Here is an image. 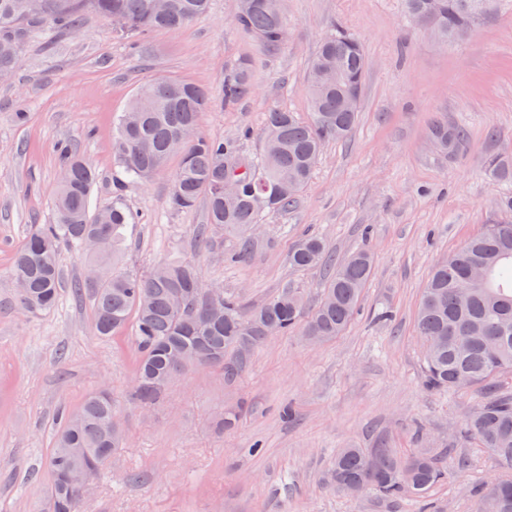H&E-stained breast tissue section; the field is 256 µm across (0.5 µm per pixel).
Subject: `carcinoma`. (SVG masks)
Listing matches in <instances>:
<instances>
[{
  "instance_id": "carcinoma-1",
  "label": "carcinoma",
  "mask_w": 512,
  "mask_h": 512,
  "mask_svg": "<svg viewBox=\"0 0 512 512\" xmlns=\"http://www.w3.org/2000/svg\"><path fill=\"white\" fill-rule=\"evenodd\" d=\"M210 0H168V11L156 14L150 0H41L40 12L29 13L30 0H0V44L17 49L32 37L67 32L86 13L112 23L115 31L135 38L153 30H181L203 15ZM408 15L433 28L439 40L465 36L471 27L498 9L499 0H404ZM269 49L285 44V16L270 11L266 0H247L237 18ZM336 68L339 78L327 84L323 72ZM366 60L359 41L338 28L321 43L307 77L311 118L271 109L266 115L265 145L250 159L241 156V137L213 139L192 133L210 96L191 82L155 79L143 85L118 119L112 154L122 174L147 181L179 156L169 206L190 210L202 199L207 223L194 231V248L207 253L216 231L240 238V251L253 245L254 225L263 214H280L292 207L308 183L325 142L347 138L358 109L345 107L354 95L361 99ZM253 89V63L245 59L224 76V103L235 105ZM429 136L438 149L454 153L466 137L460 125L435 120ZM59 181L53 194L54 223L37 224L17 251L11 279L28 285L20 292L24 311L35 315L59 300L58 257L63 246L82 254L91 237L100 239L90 253L98 278L78 281L91 293L94 330L102 338L133 328L137 350L134 399L144 407L163 400L170 377L190 367L212 366L232 380L242 370L247 353L268 335L297 333L311 343L340 335L358 313L364 288L374 274L371 250L362 248L337 261L323 239L310 235L294 248L288 262L296 268L330 269L321 300L306 311L303 296L283 287L264 303L247 308L240 294L222 296L221 316L207 319L213 300L201 287L196 265L163 262L148 271L117 266L123 250L122 230L136 214L121 200L106 209L105 220L91 210L95 170L68 146L58 155ZM488 173L512 183V156L496 155ZM237 181V194L224 197V180ZM504 218L486 227L448 259L437 265L424 289L416 314L417 332L426 344L423 383L437 392L479 386L483 400L467 422L468 431L499 463L512 468V392L500 388L512 378V192L500 199ZM115 415L107 391L88 394L75 409L58 412L55 448L47 466L52 481L44 512H85L86 497L69 482L75 462L72 449L82 448L85 460L112 459L122 441L119 427L109 428ZM446 478L436 455L400 457L382 444L377 448H343L336 454L331 483H362L382 496L401 500L424 496ZM478 512H512V478L490 481Z\"/></svg>"
}]
</instances>
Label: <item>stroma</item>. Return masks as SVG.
Segmentation results:
<instances>
[{
    "instance_id": "35a3bbf8",
    "label": "stroma",
    "mask_w": 512,
    "mask_h": 512,
    "mask_svg": "<svg viewBox=\"0 0 512 512\" xmlns=\"http://www.w3.org/2000/svg\"><path fill=\"white\" fill-rule=\"evenodd\" d=\"M237 10L238 0H210L187 28L136 41L89 14L75 31L24 41L19 67L0 82V512H35L51 481L58 411L103 387L126 440L85 512H396L377 493L352 499L330 483L340 449L382 441L404 457L443 454L448 476L428 502L434 512H475L486 480L502 472L467 431L482 394L424 388L416 313L432 268L500 218L504 186L486 165L512 153V0L448 44L414 24L403 0H284L288 40L272 53L240 28ZM337 27L366 56L355 129L324 144L288 212L263 215L246 259L228 261L238 241L223 232L210 253L197 254L205 203L171 210L167 172L122 180L112 157L116 117L149 80L193 82L212 96L199 133L224 139L250 130L241 152L256 155L270 109L309 120L308 68ZM243 59L254 65L253 91L225 106L224 72ZM435 119L467 127L456 154L430 142ZM65 144L98 173L93 207L118 197L139 217L124 229L126 268L192 260L205 287L240 293L246 305L288 285L311 309L326 275L292 267L288 254L315 232L341 258L372 250L359 314L325 342L269 338L231 381L217 368L186 370L160 404L140 407L131 398L137 352L129 332L95 335L90 294L72 292L85 256L61 249L59 302L36 315L23 314L9 276L34 225L53 221ZM386 309L392 322L377 318ZM232 409L235 426L220 429Z\"/></svg>"
}]
</instances>
